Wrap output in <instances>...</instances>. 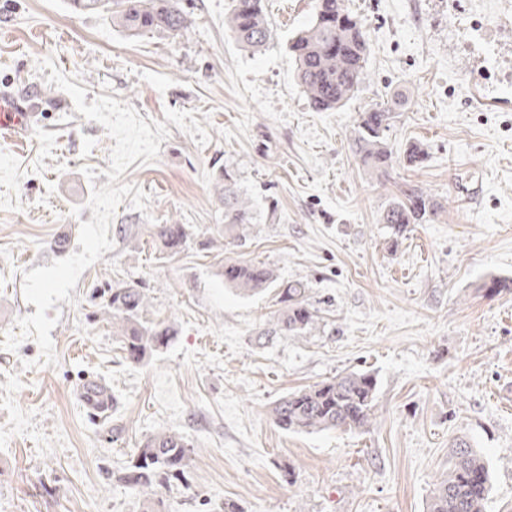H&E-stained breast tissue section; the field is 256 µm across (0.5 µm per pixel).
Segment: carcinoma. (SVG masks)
I'll list each match as a JSON object with an SVG mask.
<instances>
[{"mask_svg":"<svg viewBox=\"0 0 512 512\" xmlns=\"http://www.w3.org/2000/svg\"><path fill=\"white\" fill-rule=\"evenodd\" d=\"M69 4L76 12H105L114 25L133 35L164 29L181 36L188 29L185 0H69ZM227 25L236 42L252 52L260 51L272 36L262 0H232ZM288 50L298 83L318 112L341 109L363 83L366 35L345 0H315L311 23L295 35ZM396 108L397 102L391 101L358 113L352 151L362 167L376 175L385 174L393 162L389 136ZM215 189L224 200V239L241 245L245 235L240 228L255 223L257 216L229 171L219 174ZM438 212L437 202L417 188L405 186L382 216L390 229L391 246H399L410 225L429 221ZM150 235L160 243L161 254L169 261L195 240L185 224H153ZM275 284L274 270L263 263L224 264V285L240 294L249 295ZM309 290V282L303 279L278 289L281 309L266 335L301 336L316 328L320 316L309 303ZM92 299L100 300L101 309L112 318L114 335L120 338L125 358L133 364L148 361L177 336L171 324L143 320L147 301L138 283L95 288ZM377 385L372 373L352 371L287 394L275 402L271 417L286 432L364 431L376 420ZM193 452L180 433L159 430L146 439L115 480L147 497L159 488L187 486ZM488 491L486 462L461 443L454 450L448 473L434 488L427 512H484Z\"/></svg>","mask_w":512,"mask_h":512,"instance_id":"1","label":"carcinoma"}]
</instances>
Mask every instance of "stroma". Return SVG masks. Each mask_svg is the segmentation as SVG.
<instances>
[{
    "instance_id": "obj_1",
    "label": "stroma",
    "mask_w": 512,
    "mask_h": 512,
    "mask_svg": "<svg viewBox=\"0 0 512 512\" xmlns=\"http://www.w3.org/2000/svg\"><path fill=\"white\" fill-rule=\"evenodd\" d=\"M264 3L272 38L253 54L224 24L230 0H191L181 36H131L66 0H0V93L36 115L23 144L0 143V340L36 311L25 272L57 259L59 235L78 251L114 144L40 61L53 58L87 100L131 104L169 131L156 162L120 177L134 189L114 221L141 233L115 239L71 302L48 311L56 365H40L31 339L0 349V512H427L460 440L488 466L485 512H512V291L480 288L512 279V72L497 29L512 0H463L458 12L443 0H345L368 55L356 97L336 112L310 107L288 55L314 0ZM474 56L484 63L472 71ZM483 88L508 105L478 102ZM395 97L394 163L372 177L351 151L355 119ZM414 142L426 159L411 168L403 154ZM224 168L258 214L245 246L162 259L144 226L211 237L224 221L214 190ZM405 184L442 213L412 225L393 252L381 215ZM230 259L267 263L283 283L309 280L317 330L264 337L276 291L225 287ZM122 281L141 283L147 318L177 330L142 365L92 315L91 288ZM356 370L378 378L370 431L297 434L270 420L289 392ZM88 377L115 398L98 424L75 396ZM166 428L194 448L190 486L148 503L113 473Z\"/></svg>"
}]
</instances>
